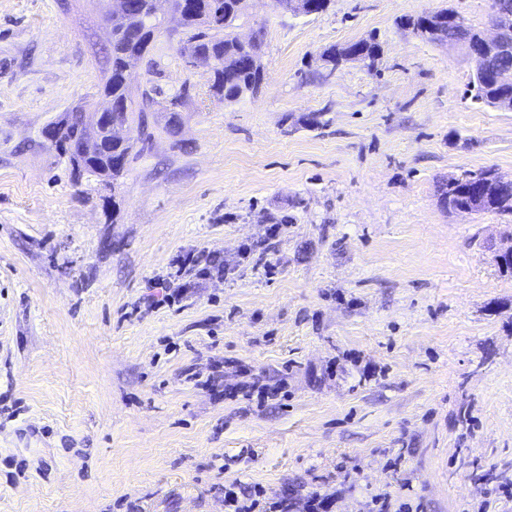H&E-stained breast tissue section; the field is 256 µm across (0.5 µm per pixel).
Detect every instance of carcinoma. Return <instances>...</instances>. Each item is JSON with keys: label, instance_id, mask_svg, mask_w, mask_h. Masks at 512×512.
I'll use <instances>...</instances> for the list:
<instances>
[{"label": "carcinoma", "instance_id": "cac0c4a2", "mask_svg": "<svg viewBox=\"0 0 512 512\" xmlns=\"http://www.w3.org/2000/svg\"><path fill=\"white\" fill-rule=\"evenodd\" d=\"M134 7L127 15L111 19L112 54L111 70L102 88V94L112 99V124L130 127L138 122L140 131L147 129V110L155 103L150 94L142 95V105L138 112H127L124 102L129 97L125 82V70L128 58L134 55L144 56L154 37L155 29L160 25L155 11L154 0H132ZM173 6L179 14L184 38L181 50L188 58H201L215 63L211 71L210 92L213 96L233 102L244 93L257 90L258 77L253 69V59L262 51L261 32H256L251 40L244 42L234 33L235 22L242 16L236 6V0H174ZM358 48L365 57H376L378 43L374 38L362 39L343 48H334L326 55V62L336 64L345 49ZM512 69V58L508 60H478L475 73L470 82V100L476 106H492L503 96L512 94V86L496 84L494 73L497 70ZM184 92L170 96V118L165 130L168 134L177 133L178 120L175 108L178 107ZM66 129L59 138L57 149L59 156L72 161L69 151L72 145L81 144L85 139L84 127L63 121ZM135 149V140L131 137H112V145L105 152H93L82 157L83 173L97 178L116 181L125 172ZM492 170L467 173L449 186L441 189V201L448 209H458L471 202L469 187L476 181H490ZM482 211L500 215H512V193L488 191L482 201Z\"/></svg>", "mask_w": 512, "mask_h": 512}]
</instances>
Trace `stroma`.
<instances>
[{"label": "stroma", "mask_w": 512, "mask_h": 512, "mask_svg": "<svg viewBox=\"0 0 512 512\" xmlns=\"http://www.w3.org/2000/svg\"><path fill=\"white\" fill-rule=\"evenodd\" d=\"M490 5L249 0L236 32L263 29L264 80L234 103L167 15L130 66L150 136L131 129L111 184L41 136L101 106L105 0H0V512H228L229 487L293 512L315 492L512 512V216L439 191L512 179V112L472 105L465 51L405 24L453 9L487 32ZM371 35L375 62H326ZM493 171L491 169L482 170L479 173H467L463 175L461 178L451 179L448 181L449 184H453V186H449L448 184L444 185L441 189V201L443 205L448 208V211L453 209L462 208L464 206H468L471 202V197L469 194V187L473 182L476 181H491L492 176L491 173ZM478 204H475V207L458 209L454 210L453 213H478L481 212L479 208H477Z\"/></svg>", "instance_id": "1"}]
</instances>
